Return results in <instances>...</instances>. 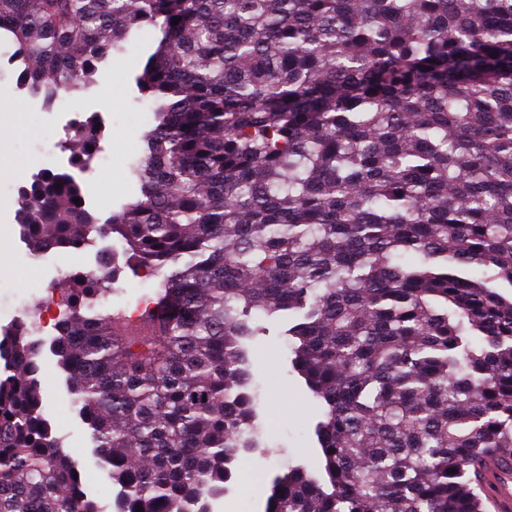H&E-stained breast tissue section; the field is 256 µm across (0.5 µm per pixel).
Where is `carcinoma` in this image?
I'll return each mask as SVG.
<instances>
[{
    "label": "carcinoma",
    "instance_id": "cac0c4a2",
    "mask_svg": "<svg viewBox=\"0 0 512 512\" xmlns=\"http://www.w3.org/2000/svg\"><path fill=\"white\" fill-rule=\"evenodd\" d=\"M144 27L140 194L102 230L162 279L121 330L98 274L67 276L50 343L118 512H212L261 451L258 313L322 410L316 465L275 476L264 512H490L483 462L512 477V0H0L47 108ZM98 123L70 129L88 177ZM18 205L35 255L99 225L66 172ZM42 349L24 323L0 339V512H102Z\"/></svg>",
    "mask_w": 512,
    "mask_h": 512
}]
</instances>
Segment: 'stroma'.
Here are the masks:
<instances>
[{
	"instance_id": "obj_1",
	"label": "stroma",
	"mask_w": 512,
	"mask_h": 512,
	"mask_svg": "<svg viewBox=\"0 0 512 512\" xmlns=\"http://www.w3.org/2000/svg\"><path fill=\"white\" fill-rule=\"evenodd\" d=\"M153 38L152 31H140L103 65V72L117 76L119 91H106L99 82L67 104L50 109L19 91L10 72L0 73V268L9 270L8 276H0L1 328H10L15 318L34 315L50 286L61 285L73 263L94 266L101 258L115 255L119 247L116 238L96 236L91 249L60 254L56 266L43 267L21 235L14 186L43 168L46 151L65 153L68 124L74 114H94L105 129L101 151L113 157L114 165L97 168L90 177L86 186L89 210L104 221L138 196L132 168L141 156L142 137L153 120L150 105L141 100L133 76L142 47ZM144 283L143 271L120 264L103 297L104 308L117 311L134 306L145 291ZM262 324L263 333L248 341L247 350L260 393L258 439L268 453L245 457V476L233 492L216 502L214 512H264L260 480H272L288 465L311 466L316 461L314 427L320 409L291 371L281 320L266 318ZM38 377L47 400L46 411L65 451L77 462L85 487L103 512H115L117 488L94 451L91 431L77 413L64 373L49 358L41 361Z\"/></svg>"
}]
</instances>
